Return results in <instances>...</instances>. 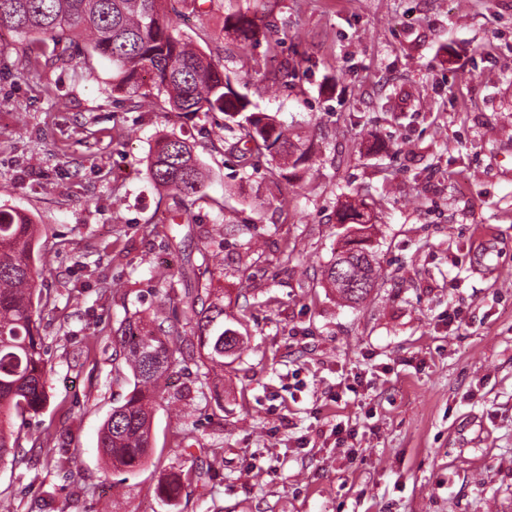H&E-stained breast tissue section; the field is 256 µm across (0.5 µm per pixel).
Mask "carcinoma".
<instances>
[{
	"label": "carcinoma",
	"instance_id": "obj_1",
	"mask_svg": "<svg viewBox=\"0 0 512 512\" xmlns=\"http://www.w3.org/2000/svg\"><path fill=\"white\" fill-rule=\"evenodd\" d=\"M168 0H0V27L23 35H48L59 61L74 54H94L112 64V86L131 96L164 97L170 110L184 114L222 112L239 128L227 144L243 169L253 158L267 157L299 178L312 160L311 144L277 116L254 112L238 93L224 68L203 51L175 34L176 10ZM224 33L241 41H256L260 28L248 12L224 16ZM152 88L142 90V74ZM150 181L171 192L177 204L189 209L204 199L205 172L195 145L177 136L156 142L147 162ZM336 223L346 225L355 246L336 257L324 270L329 287L345 301L362 304L377 282L372 253L360 234L369 230L371 213L362 199H347L336 211ZM38 225L30 215L0 211V465L16 461L19 438L13 419L37 415L47 403L45 376L49 359L35 318L34 299L42 297L38 280L46 265L34 251ZM205 283L184 289L180 300L194 315L206 359L224 364V347L240 346L224 327V305L206 303ZM177 324L169 318L139 316L124 323L117 342L133 388L112 409L100 431L99 452L106 466L130 472L147 463L150 429L162 381L179 362ZM202 473H175L158 487V497L170 503L180 497L184 482Z\"/></svg>",
	"mask_w": 512,
	"mask_h": 512
}]
</instances>
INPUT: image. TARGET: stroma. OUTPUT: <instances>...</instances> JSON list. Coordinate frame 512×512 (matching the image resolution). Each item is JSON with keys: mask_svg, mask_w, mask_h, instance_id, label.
<instances>
[{"mask_svg": "<svg viewBox=\"0 0 512 512\" xmlns=\"http://www.w3.org/2000/svg\"><path fill=\"white\" fill-rule=\"evenodd\" d=\"M171 3L178 35L312 140L311 166L290 188L267 158L240 169L223 113L135 107L106 60L55 63L50 37L0 28V208L40 224L49 300L48 402L14 422L24 460L0 468V506L512 512V0H237L259 43L225 37L227 0ZM166 135L197 143L208 171L186 212L147 177ZM349 197L373 208L379 266L360 306L322 280ZM228 224L256 225L262 255ZM205 252L247 348L201 373L180 316L186 360L152 455L111 473L99 432L131 389L112 336L156 307V271ZM209 462L177 507L157 498L163 477Z\"/></svg>", "mask_w": 512, "mask_h": 512, "instance_id": "stroma-1", "label": "stroma"}]
</instances>
